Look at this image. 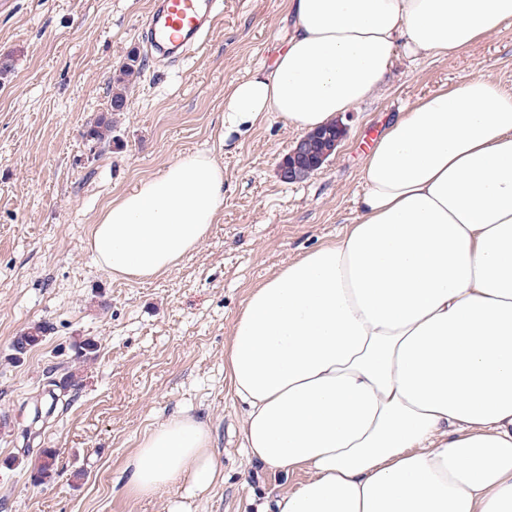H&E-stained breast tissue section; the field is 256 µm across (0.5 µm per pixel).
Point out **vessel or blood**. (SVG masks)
<instances>
[{"mask_svg": "<svg viewBox=\"0 0 512 512\" xmlns=\"http://www.w3.org/2000/svg\"><path fill=\"white\" fill-rule=\"evenodd\" d=\"M223 11V0H153L138 36L150 56L179 64L205 42Z\"/></svg>", "mask_w": 512, "mask_h": 512, "instance_id": "obj_1", "label": "vessel or blood"}]
</instances>
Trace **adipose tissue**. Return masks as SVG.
I'll return each mask as SVG.
<instances>
[{
    "label": "adipose tissue",
    "mask_w": 512,
    "mask_h": 512,
    "mask_svg": "<svg viewBox=\"0 0 512 512\" xmlns=\"http://www.w3.org/2000/svg\"><path fill=\"white\" fill-rule=\"evenodd\" d=\"M272 67L231 82L224 130L300 131L370 99L397 50L445 56L512 23V0H288ZM358 218L252 288L224 348L249 460L302 473L255 512H512V95L477 75L395 118L363 164ZM224 168L185 154L102 211L116 277L205 240ZM208 427L170 418L129 457L141 496L219 477Z\"/></svg>",
    "instance_id": "obj_1"
}]
</instances>
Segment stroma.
Here are the masks:
<instances>
[{"label":"stroma","instance_id":"35a3bbf8","mask_svg":"<svg viewBox=\"0 0 512 512\" xmlns=\"http://www.w3.org/2000/svg\"><path fill=\"white\" fill-rule=\"evenodd\" d=\"M151 2L0 0V56L12 64L0 74V512H167L172 499L187 512H248L251 500L300 481L256 471L241 446L245 407L224 347L250 289L354 222L367 144L399 112L481 74L512 92V25L445 58L396 54L376 94L342 115L335 153L286 183L278 165L300 131L271 113L225 135L224 90L273 64L292 31L288 0H224L197 56L143 63L114 117L118 145H91L83 133L110 112L112 75L137 50ZM196 151L224 166V201L208 237L153 279L113 278L87 248L103 208ZM36 322L51 327L45 341L11 363L13 336ZM81 337L98 340L97 359L66 391L67 410L34 421ZM179 415L208 425L218 480L192 496L179 484L135 494L128 457ZM44 448L58 449L60 474L35 486L27 468Z\"/></svg>","mask_w":512,"mask_h":512}]
</instances>
